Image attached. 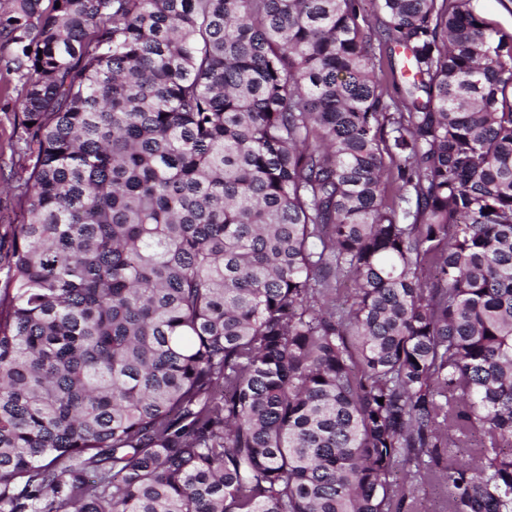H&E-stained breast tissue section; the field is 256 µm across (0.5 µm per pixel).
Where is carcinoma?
I'll return each instance as SVG.
<instances>
[{
  "instance_id": "cac0c4a2",
  "label": "carcinoma",
  "mask_w": 512,
  "mask_h": 512,
  "mask_svg": "<svg viewBox=\"0 0 512 512\" xmlns=\"http://www.w3.org/2000/svg\"><path fill=\"white\" fill-rule=\"evenodd\" d=\"M42 2L0 13L33 159L0 512H414L436 476L512 512V34L472 0ZM391 66L394 67L396 71V76L399 75L400 68L402 67V53H399V49H396V53L393 57H389V54H383V60L381 67L376 69V78L382 83L384 86L388 87L389 93L391 95H395L394 89L392 88V77H391Z\"/></svg>"
}]
</instances>
